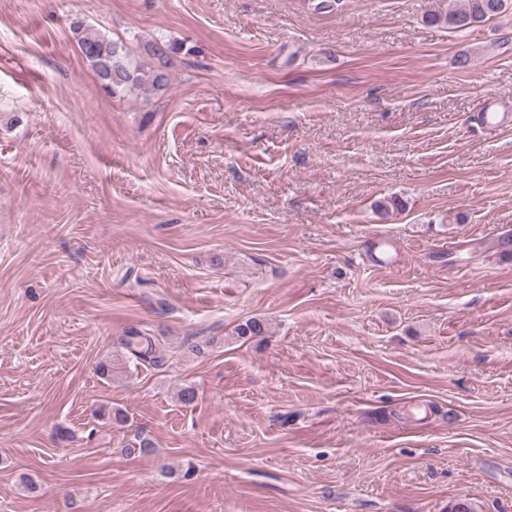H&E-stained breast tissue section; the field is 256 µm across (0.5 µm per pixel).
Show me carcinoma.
I'll return each instance as SVG.
<instances>
[{"instance_id": "obj_1", "label": "carcinoma", "mask_w": 512, "mask_h": 512, "mask_svg": "<svg viewBox=\"0 0 512 512\" xmlns=\"http://www.w3.org/2000/svg\"><path fill=\"white\" fill-rule=\"evenodd\" d=\"M511 16L512 0H436V7L425 15V21L459 31ZM70 28L80 52L102 86L110 92L117 94L132 89L161 92L169 87L171 71L180 53L178 46L161 39L147 43L144 46V52L150 58L147 63L131 57L122 45L82 21L72 22ZM266 333L267 323L258 317L249 318L236 328L237 336L247 341ZM125 346L138 364L155 365L162 360L156 354L153 337L141 331L127 337Z\"/></svg>"}]
</instances>
